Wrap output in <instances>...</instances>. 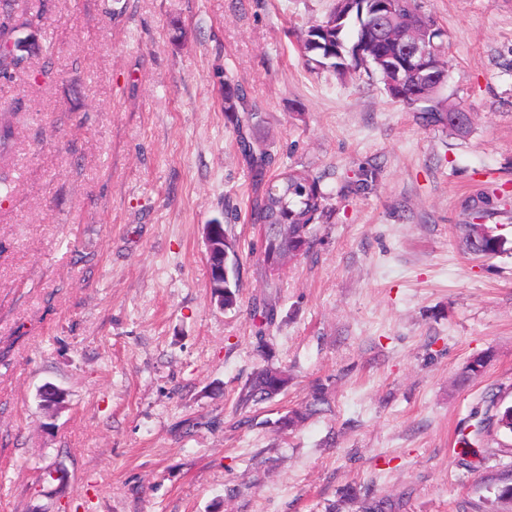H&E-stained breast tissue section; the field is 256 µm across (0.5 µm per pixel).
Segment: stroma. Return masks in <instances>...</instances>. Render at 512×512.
Listing matches in <instances>:
<instances>
[{"label": "stroma", "instance_id": "obj_1", "mask_svg": "<svg viewBox=\"0 0 512 512\" xmlns=\"http://www.w3.org/2000/svg\"><path fill=\"white\" fill-rule=\"evenodd\" d=\"M420 4L447 32L462 136L377 76L307 67L297 40L333 0H20L27 62L0 80V512H356L354 488L401 512H512L495 496L512 437L460 443L484 396L512 405V0ZM228 79L328 197L310 255L275 274ZM214 222L241 261L231 308L209 288ZM473 223L503 252L465 254ZM263 340L292 381L246 407ZM318 385L330 412L280 432Z\"/></svg>", "mask_w": 512, "mask_h": 512}]
</instances>
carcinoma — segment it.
Here are the masks:
<instances>
[{
	"label": "carcinoma",
	"instance_id": "carcinoma-1",
	"mask_svg": "<svg viewBox=\"0 0 512 512\" xmlns=\"http://www.w3.org/2000/svg\"><path fill=\"white\" fill-rule=\"evenodd\" d=\"M17 0H0V37L7 36L9 26L22 23L31 25L36 17L16 11ZM390 0H335L326 19L311 24L299 38V55L312 69L331 73L336 80L346 83L359 71L373 73L383 85H388L392 73L378 67L368 53L358 56L364 44H375L385 57L396 59L402 47L389 37V31L401 26L420 10L418 0H396L397 8L388 9ZM24 68V61L12 60L0 53V77L7 78ZM401 102L409 108H419V119L427 126L440 127L453 134L468 132V113L448 103L441 90L423 91L420 80L412 74L402 76ZM225 110L237 112L247 109L246 94L238 84L224 82ZM257 113H248L247 123L236 128V142L254 180L266 183L265 189L252 202L251 221L263 231L261 255L268 267L272 254H286L295 259L308 255L312 247L310 226L326 219L325 194L320 180L309 171L284 166L271 179H266L273 158L254 136L250 122ZM218 239H224V249L214 248L208 255V280L212 295L220 304H236L240 288V258L236 243L229 236L227 225L215 224L211 228ZM461 244L466 252L479 255L498 253L495 234L484 224L460 225ZM288 371L266 365L258 369L242 388L239 401L243 405L270 400L288 387ZM328 400L321 391L313 392L305 405L289 411L281 420V428L291 430L307 419L325 411ZM489 408L495 412L479 420L476 434L493 426L506 435H512V405L502 406L495 397L489 398ZM360 512H396L399 504L388 498L366 494L358 499Z\"/></svg>",
	"mask_w": 512,
	"mask_h": 512
}]
</instances>
